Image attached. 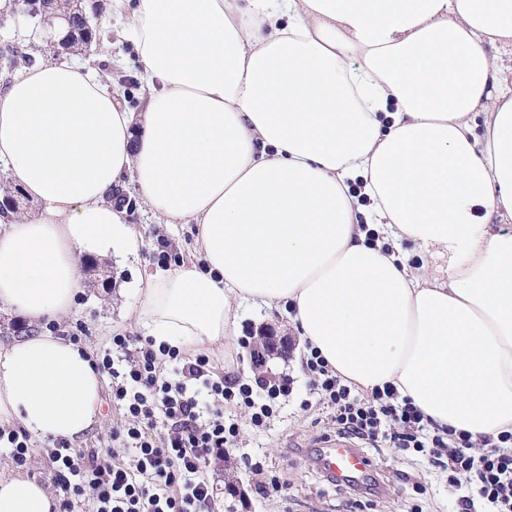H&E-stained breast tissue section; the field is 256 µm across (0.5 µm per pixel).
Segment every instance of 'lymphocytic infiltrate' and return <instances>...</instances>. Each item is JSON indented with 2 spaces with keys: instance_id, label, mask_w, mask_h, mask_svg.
Here are the masks:
<instances>
[{
  "instance_id": "obj_1",
  "label": "lymphocytic infiltrate",
  "mask_w": 512,
  "mask_h": 512,
  "mask_svg": "<svg viewBox=\"0 0 512 512\" xmlns=\"http://www.w3.org/2000/svg\"><path fill=\"white\" fill-rule=\"evenodd\" d=\"M95 366L111 376L112 400L125 422L104 450L83 453L54 442L58 512H73L82 498L92 512H207L212 490L203 472L223 460L226 445L238 437L236 425L224 419L225 404L250 409L252 424L263 428L273 400L291 394L294 384L286 375L229 380L215 372L207 354L159 347L149 337L114 336L111 352ZM303 367L319 405L331 409L337 435L385 443L444 466L455 512H512V433L488 447L436 427L393 386L362 396L317 350L304 356Z\"/></svg>"
}]
</instances>
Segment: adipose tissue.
<instances>
[{
  "label": "adipose tissue",
  "mask_w": 512,
  "mask_h": 512,
  "mask_svg": "<svg viewBox=\"0 0 512 512\" xmlns=\"http://www.w3.org/2000/svg\"><path fill=\"white\" fill-rule=\"evenodd\" d=\"M135 41L141 111L85 66L45 62L0 93V164L42 203L0 221V424L79 440L102 376L47 330L80 260L128 259L131 183L196 253L139 279L156 345L223 349L243 304L287 306L345 382L394 384L439 426L512 433V0H113ZM483 116L484 130L474 119ZM410 243L404 254L401 243ZM418 255L419 264L409 262ZM54 496L0 471V512ZM28 332L25 321H21L17 316L6 309L0 310V343L8 342L12 337H19Z\"/></svg>",
  "instance_id": "adipose-tissue-1"
}]
</instances>
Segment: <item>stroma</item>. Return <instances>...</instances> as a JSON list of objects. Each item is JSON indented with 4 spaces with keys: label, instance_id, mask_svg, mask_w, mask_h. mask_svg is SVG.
<instances>
[{
    "label": "stroma",
    "instance_id": "35a3bbf8",
    "mask_svg": "<svg viewBox=\"0 0 512 512\" xmlns=\"http://www.w3.org/2000/svg\"><path fill=\"white\" fill-rule=\"evenodd\" d=\"M103 11L96 16V30L100 35L78 60L91 70L111 65L116 57H123L124 66L113 67L112 87L125 101L129 110L142 108L144 84L140 81V64L135 43L123 33L121 22L112 13V0H100ZM13 46L21 49L36 48V62L54 60V49L42 38L23 12L11 9L9 0H0V50ZM118 194L127 208L128 221L143 235V245L137 256L126 262L112 257L95 258V265L110 270L108 285H101L92 274H85L83 291L79 294L71 316L62 327L66 334L77 337L81 344L99 354L111 349L116 335L137 336L141 330L131 316L140 297L132 284L140 276L164 273L156 255L168 248L180 259L192 255L195 227L191 224L161 225L140 204L132 187L119 189ZM275 329L288 337L293 348L288 358H275L268 362L265 377L278 378L287 374L294 379L290 396L280 399L271 430L254 428L246 410L226 408V419L238 426L239 436L223 460L211 463L205 470L210 485H223L225 476L241 480L243 493L226 496L215 507V512H409L419 505L422 512H448L446 492L447 475L434 468L426 459H413L391 448H373L364 445L371 474L377 482L371 504L360 503L358 488L329 482L319 467L317 450L324 437L336 431L328 411L303 409L307 399L306 377L302 370L305 345L285 310L246 308L240 311L237 333L260 331L262 327ZM103 421L94 425L77 441V448H105L112 444V432L124 422L122 409L112 402L111 388H104L100 409ZM264 457L268 463V477L277 479L283 490L280 495L259 494V482L250 470L255 457ZM425 486V493H416L414 483Z\"/></svg>",
    "mask_w": 512,
    "mask_h": 512
}]
</instances>
